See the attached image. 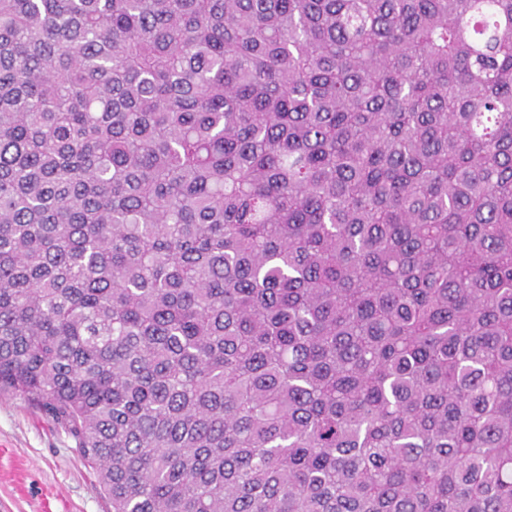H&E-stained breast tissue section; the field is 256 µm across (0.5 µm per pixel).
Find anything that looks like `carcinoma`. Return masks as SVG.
Wrapping results in <instances>:
<instances>
[{"instance_id":"1","label":"carcinoma","mask_w":512,"mask_h":512,"mask_svg":"<svg viewBox=\"0 0 512 512\" xmlns=\"http://www.w3.org/2000/svg\"><path fill=\"white\" fill-rule=\"evenodd\" d=\"M111 512H512V0H0V397Z\"/></svg>"}]
</instances>
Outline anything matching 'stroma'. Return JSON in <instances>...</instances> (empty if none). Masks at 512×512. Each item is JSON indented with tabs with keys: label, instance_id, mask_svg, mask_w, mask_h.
I'll list each match as a JSON object with an SVG mask.
<instances>
[{
	"label": "stroma",
	"instance_id": "35a3bbf8",
	"mask_svg": "<svg viewBox=\"0 0 512 512\" xmlns=\"http://www.w3.org/2000/svg\"><path fill=\"white\" fill-rule=\"evenodd\" d=\"M75 443L19 395L0 398V512H109Z\"/></svg>",
	"mask_w": 512,
	"mask_h": 512
}]
</instances>
